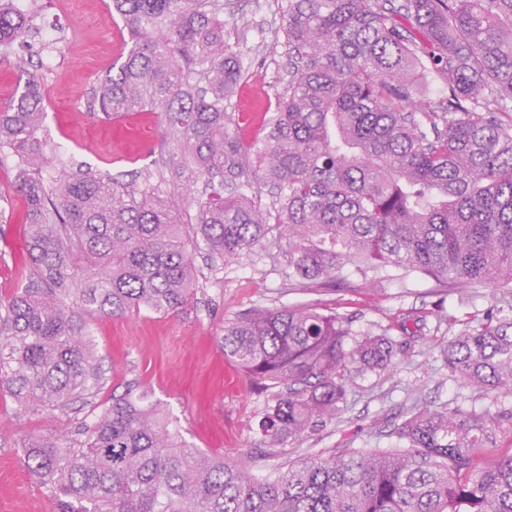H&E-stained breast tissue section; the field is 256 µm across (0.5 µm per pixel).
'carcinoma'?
I'll return each mask as SVG.
<instances>
[{
	"mask_svg": "<svg viewBox=\"0 0 512 512\" xmlns=\"http://www.w3.org/2000/svg\"><path fill=\"white\" fill-rule=\"evenodd\" d=\"M112 11L126 53L88 109L156 112L171 141L134 184L91 168L46 184L36 81L0 108V151L27 201L29 277L0 300V383L16 400L88 402L102 372L82 315L183 308L201 243L235 260L283 239L288 280L323 288L348 284V265L512 288V121L499 118L512 111V0H287L288 82L248 136L232 91L250 64L224 42V0ZM34 18L0 3L1 57ZM415 73L440 76V96L420 97ZM349 335L313 308L224 326V355L266 395L260 459L338 418L354 373L407 351L386 329L352 346ZM442 357L461 383L511 392L512 314L465 318ZM505 421L512 412L416 400L392 429L403 447L341 449L266 477L188 446L130 387L79 444L42 438L24 455L54 512H512V453H486Z\"/></svg>",
	"mask_w": 512,
	"mask_h": 512,
	"instance_id": "obj_1",
	"label": "carcinoma"
}]
</instances>
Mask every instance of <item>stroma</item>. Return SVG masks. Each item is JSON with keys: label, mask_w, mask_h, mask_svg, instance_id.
Returning a JSON list of instances; mask_svg holds the SVG:
<instances>
[{"label": "stroma", "mask_w": 512, "mask_h": 512, "mask_svg": "<svg viewBox=\"0 0 512 512\" xmlns=\"http://www.w3.org/2000/svg\"><path fill=\"white\" fill-rule=\"evenodd\" d=\"M90 0H38L39 26L58 32L44 71L45 130L62 146L67 170L90 167L104 173H145L160 154L162 128L156 113L141 112L103 120L87 110L98 78L120 63L122 22L107 4L90 12ZM281 0H224V40L252 61V78L242 81L234 99L237 112L256 130L267 104L288 79L283 47L276 33L283 23ZM14 160L0 154V299L24 283L27 266L23 195L12 191ZM199 287L189 305L174 313L149 310L125 317L89 315L85 321L104 373L88 404L65 411L20 405L0 389V512H53L47 486L28 471L24 446L49 437L77 442L81 422L91 421L136 383L140 393L160 403L177 420L188 443L207 455L237 464L258 444V422L265 397L249 375L226 357L220 344L226 323L254 308L312 307L344 317L354 338L378 333L398 317L422 318L411 339L412 352L385 371L354 376L341 420L280 449L267 470L288 462L324 458L336 449L385 450L397 447L390 431L414 396L466 411L512 409V394L460 384L444 367L440 350L452 331L449 319H465L491 301L512 312V290L456 286L441 291L426 278L387 269H349L356 292L295 288L278 245L265 243L241 258L225 261L198 249Z\"/></svg>", "instance_id": "stroma-1"}]
</instances>
